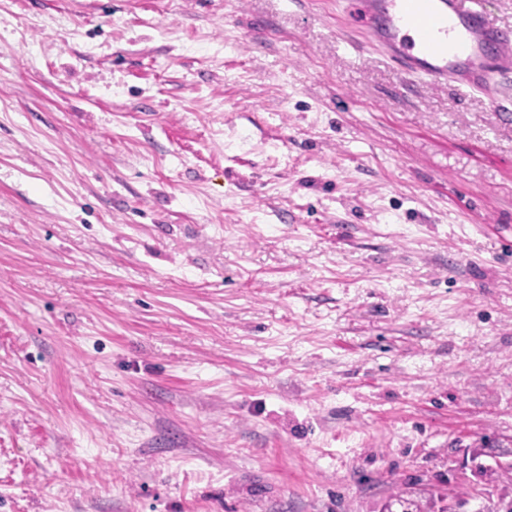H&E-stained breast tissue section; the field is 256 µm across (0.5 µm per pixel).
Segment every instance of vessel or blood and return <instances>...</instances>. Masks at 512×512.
I'll list each match as a JSON object with an SVG mask.
<instances>
[{"mask_svg":"<svg viewBox=\"0 0 512 512\" xmlns=\"http://www.w3.org/2000/svg\"><path fill=\"white\" fill-rule=\"evenodd\" d=\"M348 20L411 73L476 88L512 71V29L475 0H349Z\"/></svg>","mask_w":512,"mask_h":512,"instance_id":"vessel-or-blood-1","label":"vessel or blood"}]
</instances>
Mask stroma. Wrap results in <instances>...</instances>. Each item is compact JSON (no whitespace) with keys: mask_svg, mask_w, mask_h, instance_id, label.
<instances>
[{"mask_svg":"<svg viewBox=\"0 0 512 512\" xmlns=\"http://www.w3.org/2000/svg\"><path fill=\"white\" fill-rule=\"evenodd\" d=\"M347 8L0 0V512L512 501V72ZM407 498L410 501V509L411 512H451L455 507L461 502L453 493L448 492V494H438L437 498L435 495H431L428 500H426L425 505L421 502V500L413 498L411 495ZM440 504L438 510L434 509L437 504Z\"/></svg>","mask_w":512,"mask_h":512,"instance_id":"1","label":"stroma"}]
</instances>
